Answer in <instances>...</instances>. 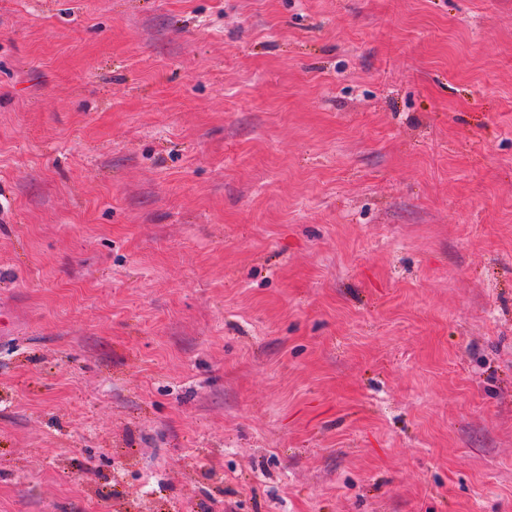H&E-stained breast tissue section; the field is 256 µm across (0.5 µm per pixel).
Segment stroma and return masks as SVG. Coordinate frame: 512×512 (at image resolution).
<instances>
[{"mask_svg": "<svg viewBox=\"0 0 512 512\" xmlns=\"http://www.w3.org/2000/svg\"><path fill=\"white\" fill-rule=\"evenodd\" d=\"M0 512H512V0H0Z\"/></svg>", "mask_w": 512, "mask_h": 512, "instance_id": "1", "label": "stroma"}]
</instances>
